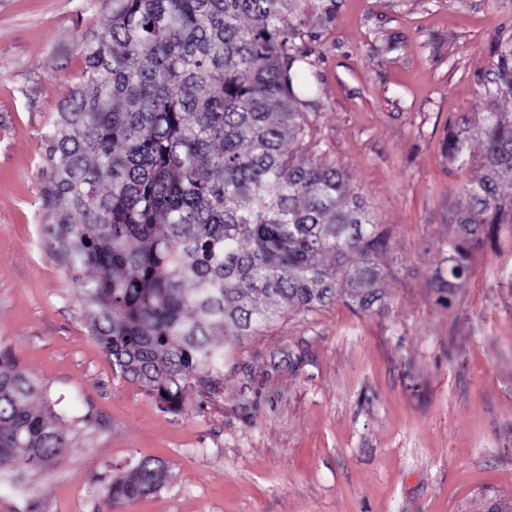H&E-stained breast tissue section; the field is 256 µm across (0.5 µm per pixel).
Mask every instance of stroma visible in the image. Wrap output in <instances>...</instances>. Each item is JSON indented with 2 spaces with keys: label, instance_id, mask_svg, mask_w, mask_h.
Listing matches in <instances>:
<instances>
[{
  "label": "stroma",
  "instance_id": "obj_1",
  "mask_svg": "<svg viewBox=\"0 0 512 512\" xmlns=\"http://www.w3.org/2000/svg\"><path fill=\"white\" fill-rule=\"evenodd\" d=\"M103 0H0V350L59 412H92L30 473L42 512H103L92 477L165 461L123 512H512V225L434 285L466 170L450 127L512 112L493 90L512 0H297L312 149L389 231L384 304L340 298L224 343L219 393L179 412L123 377L89 332L81 278L46 248L44 136L82 68Z\"/></svg>",
  "mask_w": 512,
  "mask_h": 512
}]
</instances>
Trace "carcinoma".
I'll return each mask as SVG.
<instances>
[{
    "label": "carcinoma",
    "instance_id": "cac0c4a2",
    "mask_svg": "<svg viewBox=\"0 0 512 512\" xmlns=\"http://www.w3.org/2000/svg\"><path fill=\"white\" fill-rule=\"evenodd\" d=\"M103 2L108 31L81 36L84 67L45 135L43 239L85 275L81 308L104 353L173 408L193 381L222 387L215 335L252 336L288 304L382 303L388 235L306 141L296 93L306 52L286 22L290 0ZM494 84L512 95V51ZM461 125L446 154L476 167L448 208L443 292L463 285L497 225L512 224V195L499 193L512 185V113ZM69 424L0 350V466L16 465L0 486L20 492L27 472L63 456ZM168 481L165 464L143 460L90 490L119 512Z\"/></svg>",
    "mask_w": 512,
    "mask_h": 512
}]
</instances>
